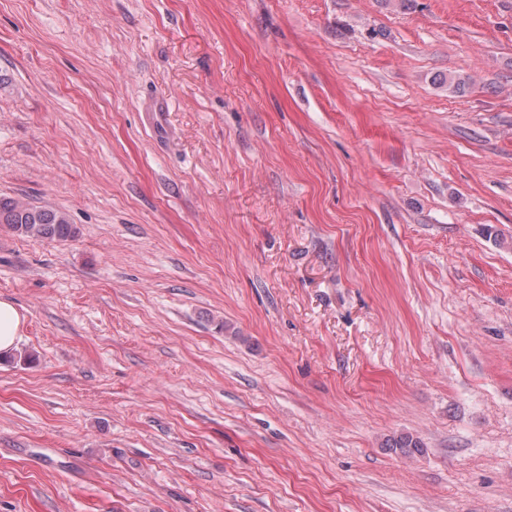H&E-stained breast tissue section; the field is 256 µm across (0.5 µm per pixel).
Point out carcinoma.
Returning a JSON list of instances; mask_svg holds the SVG:
<instances>
[{
	"label": "carcinoma",
	"mask_w": 512,
	"mask_h": 512,
	"mask_svg": "<svg viewBox=\"0 0 512 512\" xmlns=\"http://www.w3.org/2000/svg\"><path fill=\"white\" fill-rule=\"evenodd\" d=\"M0 224L18 235L32 238H67L76 233L65 212L18 200L0 201Z\"/></svg>",
	"instance_id": "cac0c4a2"
}]
</instances>
